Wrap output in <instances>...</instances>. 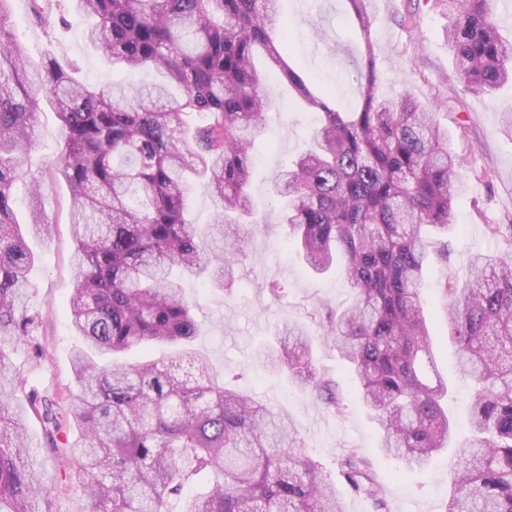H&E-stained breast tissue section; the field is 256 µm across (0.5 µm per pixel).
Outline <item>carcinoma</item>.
Wrapping results in <instances>:
<instances>
[{
	"label": "carcinoma",
	"instance_id": "cac0c4a2",
	"mask_svg": "<svg viewBox=\"0 0 512 512\" xmlns=\"http://www.w3.org/2000/svg\"><path fill=\"white\" fill-rule=\"evenodd\" d=\"M0 0V512H49L57 486L46 457L68 422L81 512H343L335 487L303 451L294 424L210 377L189 349L198 333L175 272L231 289L259 224L248 186L252 140L272 95L262 54L300 103L322 115L311 148L279 172L278 223L297 237L315 274H340L354 302L314 310L351 365L362 402L382 427L378 448L408 467L447 451L454 423L433 357L421 276L428 255L448 251L453 200L465 189L448 132L402 94L381 98L366 0H345L364 39L357 109L315 90L284 55L280 0H72L90 19L87 44L115 68L154 69L165 81L95 88L48 58L28 60ZM496 0H448L455 66L464 84L494 93L512 83V35ZM57 112L64 147L51 163L71 194L76 281L71 354L77 391L64 413L36 394L16 399L7 348L31 335L24 311L33 263L15 220L13 186L36 144L41 96ZM216 203L202 231L188 218L192 185ZM42 190L29 189L30 231L46 230ZM430 226L435 236L423 235ZM499 254L470 259L462 288H443L448 337L474 382L470 436L455 446L445 512H512V224H491ZM179 345L166 360L118 362L151 344ZM267 364L285 369L329 411L346 405L317 373L306 329L287 324ZM43 425L44 451L27 435ZM353 488L382 502L360 451L343 455Z\"/></svg>",
	"mask_w": 512,
	"mask_h": 512
}]
</instances>
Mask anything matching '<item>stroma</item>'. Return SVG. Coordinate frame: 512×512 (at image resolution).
Segmentation results:
<instances>
[{"instance_id":"35a3bbf8","label":"stroma","mask_w":512,"mask_h":512,"mask_svg":"<svg viewBox=\"0 0 512 512\" xmlns=\"http://www.w3.org/2000/svg\"><path fill=\"white\" fill-rule=\"evenodd\" d=\"M367 9L380 72L378 95L390 98L408 91L434 112L463 160L459 173L467 187L453 202L457 227L448 234V254L430 255L423 273L435 363L448 385L446 406L462 437L469 428L470 381L462 374L448 338L441 288L469 280L472 254L497 250L489 225L512 222V137L501 123L503 112L512 109V88L486 94L464 85L448 45L452 17L440 0H368ZM9 13L14 34L31 62L57 57L76 66L77 78L99 86L150 85L161 80L151 69L113 68L92 51L83 37L84 20L73 12L70 0H53L43 24L33 19L29 0H10ZM346 14L345 0H282L277 25L288 35L285 48L292 60L335 89L343 105L351 106L358 99L354 71L363 46L350 36ZM316 124V113L298 107L287 89H279L255 140L248 188L254 210L264 222L253 230L232 292L223 293L201 278L182 279L199 326L193 348L237 389L294 422L306 454L335 486L343 512H376L369 499L354 492L340 467L350 448L368 458L371 475L384 490L385 512H444L450 491L448 455L414 469L384 455L378 447L379 425L361 403L346 362L310 318L316 307L350 305L352 288L333 274L313 276L298 247L288 243L286 225L274 221L278 200L273 179L305 149ZM36 133L32 165L25 181L15 187V212L20 224L30 223L28 185L41 183L42 215L49 230L26 238L34 264L24 306L35 316L37 327L16 342L9 359L23 381L18 398L34 391L63 404L76 389L71 351L81 339L70 317L76 270L69 190L63 180L51 177V162L64 131L48 102L40 104ZM483 169L492 171V181L478 178ZM273 280L284 284L282 296L268 290ZM287 323L310 328L315 366L337 382L347 405L344 414L327 411L287 373L264 367V351L276 345Z\"/></svg>"}]
</instances>
